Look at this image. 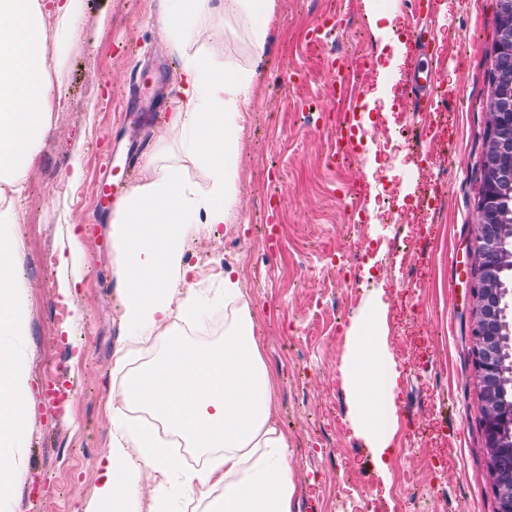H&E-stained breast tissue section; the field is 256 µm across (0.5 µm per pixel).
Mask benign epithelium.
I'll return each instance as SVG.
<instances>
[{
    "label": "benign epithelium",
    "instance_id": "7a95c632",
    "mask_svg": "<svg viewBox=\"0 0 512 512\" xmlns=\"http://www.w3.org/2000/svg\"><path fill=\"white\" fill-rule=\"evenodd\" d=\"M494 139L487 142L488 157L480 177L485 185L479 212L483 218L476 226L467 254L471 260L472 281L470 308L471 341L477 358L479 387L482 392L485 449L492 468L499 466L500 448L504 443V426H512V408L500 409L498 388L503 383L500 360L501 339L496 326L508 308L507 293L499 287L498 257L502 234L497 224L496 178L499 176V157L512 156V122L492 125ZM494 492L498 512H512V478L497 479Z\"/></svg>",
    "mask_w": 512,
    "mask_h": 512
}]
</instances>
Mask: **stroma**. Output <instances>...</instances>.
<instances>
[{"instance_id": "stroma-1", "label": "stroma", "mask_w": 512, "mask_h": 512, "mask_svg": "<svg viewBox=\"0 0 512 512\" xmlns=\"http://www.w3.org/2000/svg\"><path fill=\"white\" fill-rule=\"evenodd\" d=\"M433 2L420 20L411 0H274L259 60L248 33L223 15L207 19L199 37L225 66L254 72L257 92L242 108L239 221L187 240L190 281L204 295L219 294L224 256L242 275L275 383L278 423L290 441L294 512H497L465 288L495 3ZM158 3L84 0L82 35L51 74L61 103L19 204L18 273L33 307L29 465L19 512H78L100 484L111 355L127 329L112 277V212L98 205L97 181L136 142L156 144L165 120L159 105L182 98V59L156 23ZM328 17L336 26L324 28L321 42L300 40V31ZM332 54L353 67L350 97L357 114L370 116L358 158L333 166L327 156L346 108L336 105L319 119L301 109L323 100L336 80L327 66ZM426 70L436 124L412 111V78ZM74 161L82 177L71 182ZM383 195L401 222L380 218ZM271 217L274 250L262 229ZM73 224L83 253L45 267L42 253H61ZM340 264L362 270L359 284L338 276ZM71 281L76 289L62 295ZM380 286L389 293L387 341L401 370L386 486L348 425L342 382L346 331ZM51 376L66 391L59 410L43 396ZM442 458L446 466L436 467Z\"/></svg>"}]
</instances>
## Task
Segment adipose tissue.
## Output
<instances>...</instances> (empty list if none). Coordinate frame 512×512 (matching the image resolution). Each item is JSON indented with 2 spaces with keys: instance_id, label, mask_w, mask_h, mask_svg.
<instances>
[{
  "instance_id": "obj_1",
  "label": "adipose tissue",
  "mask_w": 512,
  "mask_h": 512,
  "mask_svg": "<svg viewBox=\"0 0 512 512\" xmlns=\"http://www.w3.org/2000/svg\"><path fill=\"white\" fill-rule=\"evenodd\" d=\"M235 17L252 32L262 56L266 26L255 0H161L157 21L183 58L184 102L171 112L147 156L148 177L127 192L112 215L113 276L121 291V318L130 333L112 355L110 451L104 478L82 512H175L178 496L199 512H293L295 484L289 440L273 407L274 383L254 334L256 314L241 274L224 272V301L237 303L235 321L217 346H192L172 328L179 318L205 327L210 316L187 287L189 235L236 214V163L241 107L252 97L254 77L226 68L196 48L202 20ZM82 0H0V503L12 504L26 478L22 445L30 423L21 407L31 395L24 356L17 350L29 332L32 305L18 275L22 242L17 202L51 127L54 105L50 59L66 55L77 37ZM178 137L184 163L201 169L205 185L164 163L170 137ZM369 322L348 332L344 377L349 421L371 448L381 478L398 428L395 392L400 373L386 345L384 289L370 300ZM151 342L161 352L152 364L127 374L135 346ZM150 411L167 431L207 455L201 467H175L169 450L130 405ZM155 474L147 510H140L142 475Z\"/></svg>"
}]
</instances>
